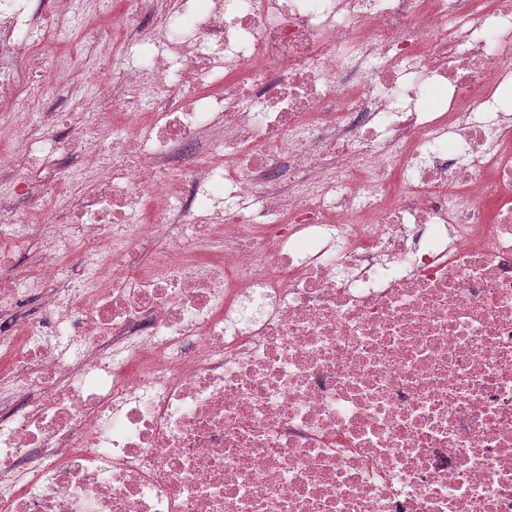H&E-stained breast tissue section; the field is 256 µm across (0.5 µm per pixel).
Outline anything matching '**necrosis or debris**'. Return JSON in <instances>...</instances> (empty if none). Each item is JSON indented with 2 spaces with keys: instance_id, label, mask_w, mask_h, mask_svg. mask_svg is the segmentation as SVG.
Instances as JSON below:
<instances>
[{
  "instance_id": "obj_1",
  "label": "necrosis or debris",
  "mask_w": 512,
  "mask_h": 512,
  "mask_svg": "<svg viewBox=\"0 0 512 512\" xmlns=\"http://www.w3.org/2000/svg\"><path fill=\"white\" fill-rule=\"evenodd\" d=\"M79 16L0 0V512H512V0H126L59 142Z\"/></svg>"
}]
</instances>
